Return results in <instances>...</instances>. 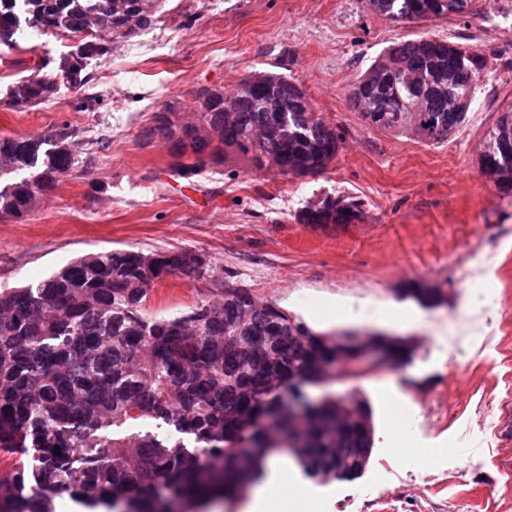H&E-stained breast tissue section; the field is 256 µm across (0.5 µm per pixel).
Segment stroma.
<instances>
[{
  "mask_svg": "<svg viewBox=\"0 0 512 512\" xmlns=\"http://www.w3.org/2000/svg\"><path fill=\"white\" fill-rule=\"evenodd\" d=\"M429 34L478 48L487 66L465 120L427 144L368 126L350 101L359 77L393 43ZM0 48V138L75 134V168L23 221L0 217V289L44 278L76 258L115 249L188 251L212 280L169 277L148 314L177 315L215 300L224 284L250 288L321 333L365 329L355 313L408 350L395 368L311 387L365 401L373 451L351 481L307 478L288 449L284 488L306 512H512V446L495 428L512 407V198L477 165L478 150L512 107V0H469L464 14L393 22L362 0H166L157 26L91 61V80L18 109L9 88L33 67L55 72L73 41L26 36ZM282 73L343 133L335 162L313 177L271 179L235 162L177 176L170 144L139 132L166 102L259 73ZM358 203L336 228L298 221L325 197ZM447 300L422 305L418 286Z\"/></svg>",
  "mask_w": 512,
  "mask_h": 512,
  "instance_id": "obj_1",
  "label": "stroma"
}]
</instances>
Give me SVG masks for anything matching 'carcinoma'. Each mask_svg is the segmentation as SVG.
Returning a JSON list of instances; mask_svg holds the SVG:
<instances>
[{"label":"carcinoma","mask_w":512,"mask_h":512,"mask_svg":"<svg viewBox=\"0 0 512 512\" xmlns=\"http://www.w3.org/2000/svg\"><path fill=\"white\" fill-rule=\"evenodd\" d=\"M165 0H0V46L18 48L26 28L77 42L54 75L35 73L9 90L12 104L51 100L59 81L86 85L88 62L108 46L98 31L130 42L160 21ZM468 0H366L395 22L446 18ZM486 67L478 50L422 36L381 54L351 92L363 119L427 144L464 121ZM192 120L165 103L140 138L172 145L180 176L233 158L272 177H306L331 165L342 132L318 115L285 74H254L246 87L191 94ZM63 124L47 135L0 138V216L22 219L51 195L78 160ZM272 159L277 170L265 169ZM480 172L512 197V108L478 152ZM358 206L327 197L302 224L339 227ZM210 263L192 252L109 250L82 256L50 276L0 292V450L23 459L0 474V512H55L67 494L85 512H200L263 476L254 460L288 447L289 383L336 378V337L314 333L236 286L187 314L149 315V286L181 275L199 280ZM369 409L327 397L302 429L304 473L344 453L331 479L350 481L373 448ZM60 453H55V450Z\"/></svg>","instance_id":"obj_1"}]
</instances>
